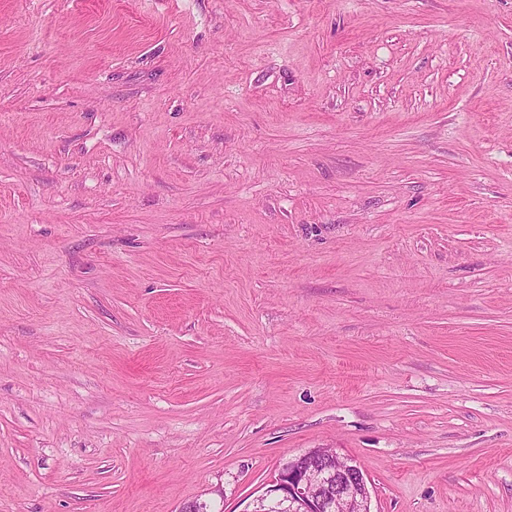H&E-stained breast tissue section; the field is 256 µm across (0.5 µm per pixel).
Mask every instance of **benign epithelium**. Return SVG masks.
<instances>
[{"label":"benign epithelium","instance_id":"obj_1","mask_svg":"<svg viewBox=\"0 0 512 512\" xmlns=\"http://www.w3.org/2000/svg\"><path fill=\"white\" fill-rule=\"evenodd\" d=\"M252 512H372L371 496L356 460L313 448L279 469Z\"/></svg>","mask_w":512,"mask_h":512}]
</instances>
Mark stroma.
Masks as SVG:
<instances>
[{
    "mask_svg": "<svg viewBox=\"0 0 512 512\" xmlns=\"http://www.w3.org/2000/svg\"><path fill=\"white\" fill-rule=\"evenodd\" d=\"M512 512V0H0V512ZM287 463L251 512H373L367 478L356 460L313 448Z\"/></svg>",
    "mask_w": 512,
    "mask_h": 512,
    "instance_id": "stroma-1",
    "label": "stroma"
}]
</instances>
